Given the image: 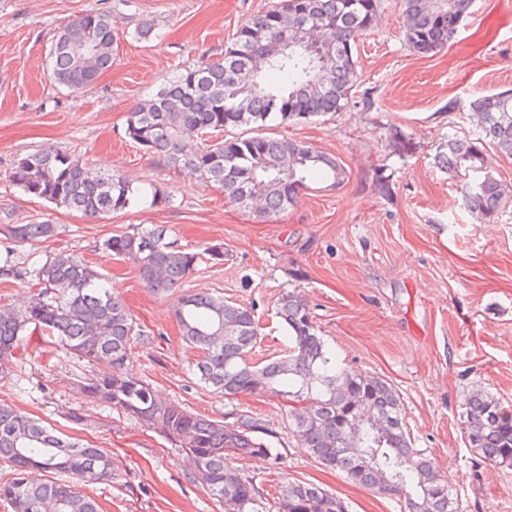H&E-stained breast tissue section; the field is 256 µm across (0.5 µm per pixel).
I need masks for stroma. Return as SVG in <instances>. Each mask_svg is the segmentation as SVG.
I'll list each match as a JSON object with an SVG mask.
<instances>
[{"label":"stroma","instance_id":"obj_1","mask_svg":"<svg viewBox=\"0 0 512 512\" xmlns=\"http://www.w3.org/2000/svg\"><path fill=\"white\" fill-rule=\"evenodd\" d=\"M278 0H0V225L51 218L56 236L24 245L0 234V309L24 308L29 272L59 252L93 263L145 333L129 367L159 397L211 419L253 413L284 451L280 464L235 460L261 493L314 483L348 512H399L396 502L323 468L288 430V401L268 393L226 399L195 373L196 349L181 339L173 301L154 295L104 242L134 226L165 225L166 239L194 252L223 244L224 259L202 260L182 290L255 305L261 336L255 359L284 350L275 316L286 291L303 295L328 347L344 367L381 376L399 391L404 422L453 489L458 512H512V466L490 465L464 436L465 401L477 392L512 407V204L496 223L477 222L460 182L435 156L445 136H471L469 104L512 89V0H474L447 47L430 57L403 42L399 0H383L373 29L357 43L359 82L345 111L310 123L269 127L333 154L348 172L338 187L314 179L298 204L272 222L238 209L223 188L144 154L125 136L129 109L200 57L220 58L236 31ZM118 20L109 71L73 93L49 78L58 31L91 10ZM158 35L138 39L142 22ZM411 143L393 152L391 130ZM52 146L169 197L90 221L24 195L7 178L16 156ZM102 365L66 354L51 340L23 341L0 375V403L112 452L111 484L86 491L104 512H224L189 480L187 457L163 434L128 420L85 389ZM80 422H73L72 414Z\"/></svg>","mask_w":512,"mask_h":512}]
</instances>
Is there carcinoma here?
Segmentation results:
<instances>
[{
    "mask_svg": "<svg viewBox=\"0 0 512 512\" xmlns=\"http://www.w3.org/2000/svg\"><path fill=\"white\" fill-rule=\"evenodd\" d=\"M472 0H400L404 43L428 56L452 40L470 13ZM381 0H281L237 30L224 55L179 69L158 91L128 112L125 135L168 166H185L224 188L226 198L249 210L263 201L260 216L272 221L295 206L307 182L320 177L338 187L343 164L306 141L264 134L266 122L309 121L342 112L357 85V41L371 30ZM302 29L307 44L282 47ZM334 49L323 60L309 42L311 31ZM118 39L109 12L87 11L61 29L49 51L50 77L72 92L94 84L112 68ZM474 138L448 137L436 161L464 177V204L480 223L498 219L512 191L488 170L485 147L512 158V91L477 97ZM10 182L24 194L89 219L124 211L146 197L168 202L165 192L133 186L123 175L91 169L82 159L47 147L16 158ZM4 232L24 244L57 233L49 222L6 224ZM161 225L135 227L109 238L105 247L131 264L144 285L170 296L190 275L199 254L165 242ZM40 290L23 311L0 312V372L27 332L55 339L70 353L107 366L87 392L128 416L158 428L195 461L194 482L224 505V512H270L253 481L229 465L232 457L264 456L278 462L280 449L260 434L273 431L246 412L220 423L154 395L126 366L143 337L122 300L83 258L62 252L30 272ZM182 340L200 353V380L235 399L262 385L263 391L296 402L290 429L322 467L344 473L354 485L403 503L404 512H457L448 482L426 451L414 446L403 423L399 391L377 375L347 370L318 335L307 302L296 291L277 301L287 332L286 351L262 361L252 354L259 339L255 307L221 296L184 293L174 309ZM471 447L492 465H512V409L482 393L465 403ZM0 500L13 512H100L83 491L115 478L112 453L64 438L41 421L0 404ZM41 470L68 480L32 482ZM277 512H347L343 500L312 483L281 486Z\"/></svg>",
    "mask_w": 512,
    "mask_h": 512,
    "instance_id": "cac0c4a2",
    "label": "carcinoma"
}]
</instances>
